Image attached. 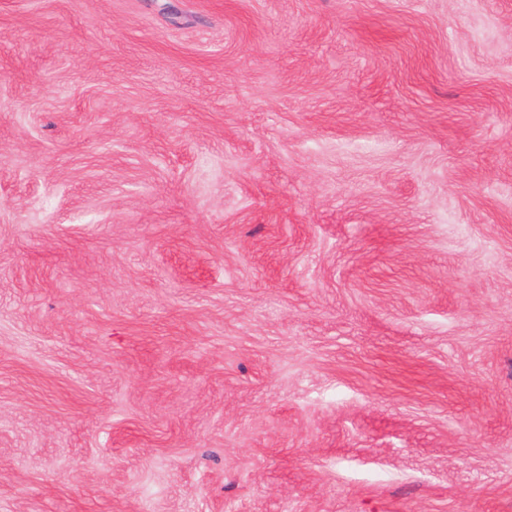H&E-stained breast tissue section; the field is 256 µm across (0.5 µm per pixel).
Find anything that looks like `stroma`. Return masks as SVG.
<instances>
[{
	"instance_id": "1",
	"label": "stroma",
	"mask_w": 512,
	"mask_h": 512,
	"mask_svg": "<svg viewBox=\"0 0 512 512\" xmlns=\"http://www.w3.org/2000/svg\"><path fill=\"white\" fill-rule=\"evenodd\" d=\"M0 512H512V0H0Z\"/></svg>"
}]
</instances>
